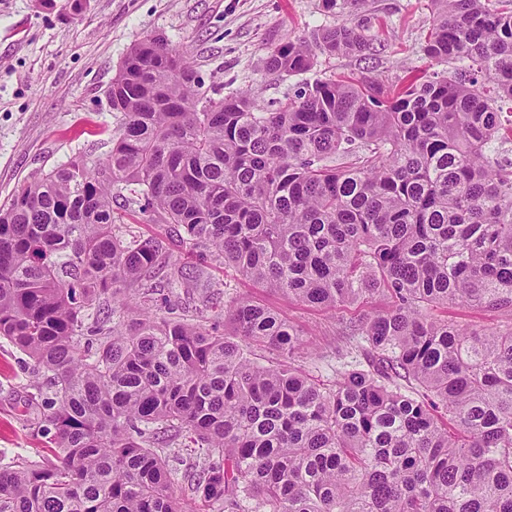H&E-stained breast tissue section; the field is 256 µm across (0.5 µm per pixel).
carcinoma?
<instances>
[{
  "instance_id": "1",
  "label": "carcinoma",
  "mask_w": 512,
  "mask_h": 512,
  "mask_svg": "<svg viewBox=\"0 0 512 512\" xmlns=\"http://www.w3.org/2000/svg\"><path fill=\"white\" fill-rule=\"evenodd\" d=\"M431 2L424 54L455 71L395 87L330 75L268 105L216 99L163 39L133 45L106 157L0 207V338L52 389L57 456L0 468V512H512V160L489 154L512 142V0ZM367 24L285 39L264 67L373 60ZM119 200L196 264L122 225ZM221 265L311 306L390 307L342 323L324 383L277 311L221 303ZM176 288L209 296L183 307ZM459 304L505 321L434 314ZM220 312L229 334L208 325ZM181 437L189 510L170 465Z\"/></svg>"
}]
</instances>
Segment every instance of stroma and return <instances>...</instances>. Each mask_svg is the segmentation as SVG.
<instances>
[{"mask_svg":"<svg viewBox=\"0 0 512 512\" xmlns=\"http://www.w3.org/2000/svg\"><path fill=\"white\" fill-rule=\"evenodd\" d=\"M367 8L385 82L409 69L438 70L422 52L433 24L430 0H368ZM348 15L325 13L321 0H0V204L74 157H105L116 126L107 90L142 38L159 35L185 52L221 96L247 91L265 104L296 82L266 72L269 48L287 37L313 40L317 29ZM212 276L225 299L253 298L300 329L313 349L306 369L332 379L340 324L356 308L308 306L231 268ZM32 369L27 356L0 342V467L53 457L44 409L31 399Z\"/></svg>","mask_w":512,"mask_h":512,"instance_id":"1","label":"stroma"}]
</instances>
